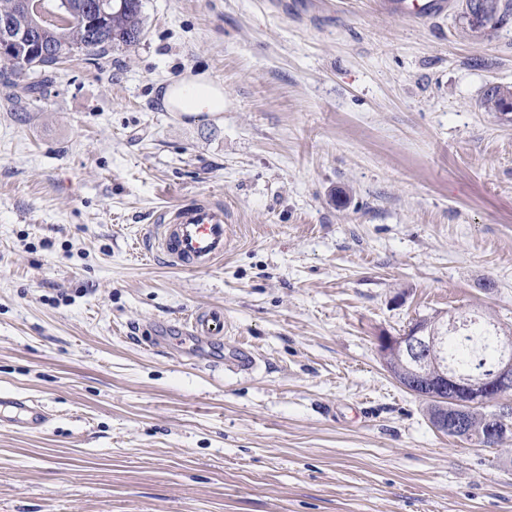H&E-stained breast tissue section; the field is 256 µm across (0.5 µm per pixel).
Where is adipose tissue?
<instances>
[{
  "instance_id": "ef3b65f1",
  "label": "adipose tissue",
  "mask_w": 512,
  "mask_h": 512,
  "mask_svg": "<svg viewBox=\"0 0 512 512\" xmlns=\"http://www.w3.org/2000/svg\"><path fill=\"white\" fill-rule=\"evenodd\" d=\"M166 108L191 117L223 111L224 89L206 74L170 81L162 92Z\"/></svg>"
}]
</instances>
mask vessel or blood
<instances>
[{
	"label": "vessel or blood",
	"instance_id": "b4317fda",
	"mask_svg": "<svg viewBox=\"0 0 512 512\" xmlns=\"http://www.w3.org/2000/svg\"><path fill=\"white\" fill-rule=\"evenodd\" d=\"M386 10L419 21L443 16L447 0H384ZM230 239L222 206L200 202L164 209L157 217L154 245L163 260L180 270H205L224 257ZM228 328L224 310L213 306L198 308L184 321L166 327L154 345L164 348L177 342L189 350L201 342L223 339ZM0 403L14 408L11 424L28 430L42 429L49 421L45 408L37 401L9 391H0Z\"/></svg>",
	"mask_w": 512,
	"mask_h": 512
}]
</instances>
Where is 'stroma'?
Returning <instances> with one entry per match:
<instances>
[{
  "mask_svg": "<svg viewBox=\"0 0 512 512\" xmlns=\"http://www.w3.org/2000/svg\"><path fill=\"white\" fill-rule=\"evenodd\" d=\"M376 2L143 0L135 47L18 111L0 85V389L52 414L0 409V512H512V438L438 432L377 350L437 312L512 330V22ZM201 72L223 111H168ZM196 201L231 248L168 267L143 240ZM206 306L223 342L150 346ZM386 10L404 18L429 20L448 12L446 0H384ZM0 403L16 409L8 422L27 430H40L49 422V414L37 401L9 391H0Z\"/></svg>",
  "mask_w": 512,
  "mask_h": 512,
  "instance_id": "35a3bbf8",
  "label": "stroma"
}]
</instances>
